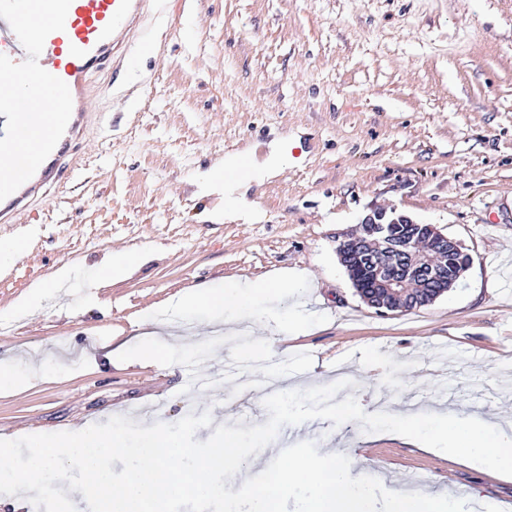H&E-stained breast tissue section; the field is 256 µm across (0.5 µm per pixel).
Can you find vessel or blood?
<instances>
[{
  "label": "vessel or blood",
  "instance_id": "vessel-or-blood-1",
  "mask_svg": "<svg viewBox=\"0 0 512 512\" xmlns=\"http://www.w3.org/2000/svg\"><path fill=\"white\" fill-rule=\"evenodd\" d=\"M170 0H0V223L67 177L91 118V79L130 72Z\"/></svg>",
  "mask_w": 512,
  "mask_h": 512
}]
</instances>
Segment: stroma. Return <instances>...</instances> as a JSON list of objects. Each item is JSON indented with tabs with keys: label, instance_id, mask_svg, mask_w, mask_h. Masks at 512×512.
<instances>
[{
	"label": "stroma",
	"instance_id": "35a3bbf8",
	"mask_svg": "<svg viewBox=\"0 0 512 512\" xmlns=\"http://www.w3.org/2000/svg\"><path fill=\"white\" fill-rule=\"evenodd\" d=\"M187 45L160 27L165 60L143 51L138 95L92 80L96 115L65 186L0 228L27 249L0 269V365L31 373L0 389V436L71 431L145 410L144 425L209 412L214 424L265 423L267 392L344 379L337 400L365 412L450 409L488 424L512 418V0H184ZM281 172L238 183L244 213L198 176L227 151ZM396 207L460 242L473 262L432 304L381 313L357 294L337 255L374 209ZM152 259L104 284L89 277L118 250ZM75 274L40 308L15 306L58 268ZM295 274L259 305L265 326L228 334L207 310L171 300L189 288ZM290 312L297 335H275ZM156 333L164 357L115 364L117 345ZM264 380L245 403L241 387ZM301 442L348 457L354 477L394 492L439 493L466 512H512V479L415 448L359 422L282 426L251 456L260 473Z\"/></svg>",
	"mask_w": 512,
	"mask_h": 512
}]
</instances>
